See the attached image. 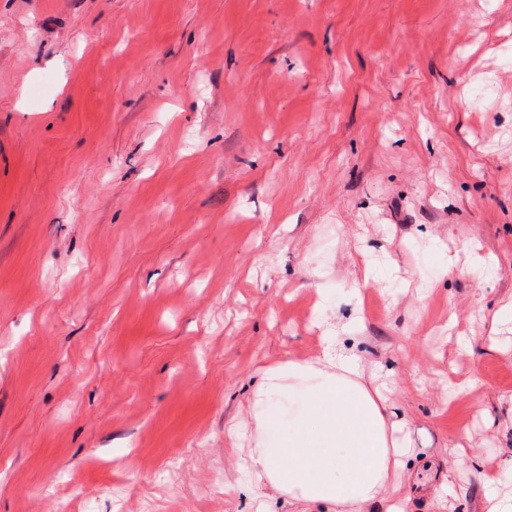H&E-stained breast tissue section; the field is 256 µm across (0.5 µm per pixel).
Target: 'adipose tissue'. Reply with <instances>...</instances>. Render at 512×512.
<instances>
[{"label": "adipose tissue", "instance_id": "adipose-tissue-1", "mask_svg": "<svg viewBox=\"0 0 512 512\" xmlns=\"http://www.w3.org/2000/svg\"><path fill=\"white\" fill-rule=\"evenodd\" d=\"M227 435L249 443L250 496L288 512H369L401 485L412 454L361 357L331 330L313 358L261 368L246 420Z\"/></svg>", "mask_w": 512, "mask_h": 512}]
</instances>
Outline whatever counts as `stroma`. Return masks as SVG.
Listing matches in <instances>:
<instances>
[{
  "instance_id": "35a3bbf8",
  "label": "stroma",
  "mask_w": 512,
  "mask_h": 512,
  "mask_svg": "<svg viewBox=\"0 0 512 512\" xmlns=\"http://www.w3.org/2000/svg\"><path fill=\"white\" fill-rule=\"evenodd\" d=\"M510 300L512 0H0V512H257L328 326L406 512L511 505Z\"/></svg>"
}]
</instances>
